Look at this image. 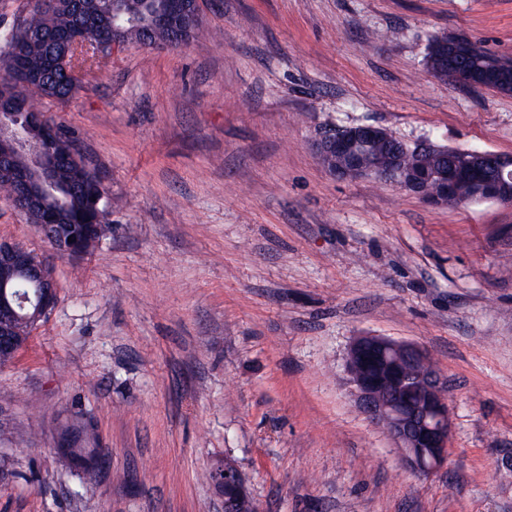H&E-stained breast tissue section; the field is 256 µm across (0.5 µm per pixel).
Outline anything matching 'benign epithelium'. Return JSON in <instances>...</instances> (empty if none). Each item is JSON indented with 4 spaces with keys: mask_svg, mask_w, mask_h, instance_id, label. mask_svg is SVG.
Masks as SVG:
<instances>
[{
    "mask_svg": "<svg viewBox=\"0 0 512 512\" xmlns=\"http://www.w3.org/2000/svg\"><path fill=\"white\" fill-rule=\"evenodd\" d=\"M203 0H166L159 16V24L171 33L173 43L187 39L194 26L202 20ZM69 6L78 16L71 28L53 36L35 31H16L15 40L30 44L52 43L63 52L50 55L52 68L62 70L65 83L76 86L88 68L77 63L70 51L80 53L81 31L91 16L81 13L80 0H70ZM389 137V132L376 125H360L326 133L314 146L322 165L332 157H362L372 143ZM56 130L50 128L44 117L36 112H20L18 104L0 100V182L15 188V206L20 213L40 209L56 185L58 169L65 163L79 161L80 154L61 156L54 151ZM474 170L489 192L480 201H512V154L493 151H470ZM382 174L389 181L418 194L416 179L403 173L402 157L393 152L383 165L360 167L357 176L371 177ZM47 243L64 257L77 258L88 252L86 238L100 229L92 224L81 236L71 233V225L58 221L38 225ZM57 301L56 283L51 266L19 244L0 238V349L17 355L21 346L16 344L14 318L33 309L27 319L40 321L47 318ZM426 352L413 344L401 343L384 336L358 337L351 345L346 370L354 386L356 401L362 412L377 426L382 427L399 449L406 464L413 470L428 475L443 467L448 460V439L451 423L445 399L444 383L435 368L413 378L408 372L426 361ZM377 359L389 364L388 377L392 387L380 390L378 379L365 367L367 360ZM415 381L425 394L418 406L403 402L401 391ZM211 484L224 499V512H233L232 500L225 490L242 484L241 474L222 465L212 469Z\"/></svg>",
    "mask_w": 512,
    "mask_h": 512,
    "instance_id": "obj_1",
    "label": "benign epithelium"
}]
</instances>
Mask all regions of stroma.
I'll list each match as a JSON object with an SVG mask.
<instances>
[{
    "instance_id": "obj_1",
    "label": "stroma",
    "mask_w": 512,
    "mask_h": 512,
    "mask_svg": "<svg viewBox=\"0 0 512 512\" xmlns=\"http://www.w3.org/2000/svg\"><path fill=\"white\" fill-rule=\"evenodd\" d=\"M208 36L124 43L47 118L112 194L80 258L0 192V238L49 258L57 303L0 367V512H223L230 459L259 512H512V202L455 209L340 179L325 132L512 154V94L441 81L429 40L512 60V0H204ZM425 349L448 464L410 471L359 408L356 337ZM85 428L108 461L56 452ZM389 132L376 125H360L342 129L336 133H326L314 146L318 161L327 168L332 157H363L372 143L381 138H388Z\"/></svg>"
}]
</instances>
